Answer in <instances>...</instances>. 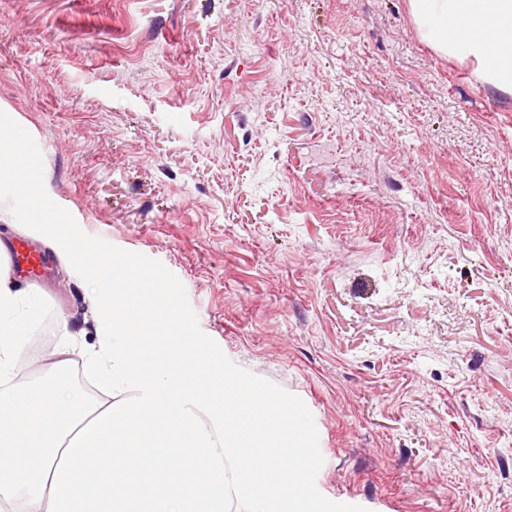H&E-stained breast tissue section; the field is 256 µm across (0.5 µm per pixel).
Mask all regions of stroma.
I'll return each instance as SVG.
<instances>
[{
	"label": "stroma",
	"mask_w": 512,
	"mask_h": 512,
	"mask_svg": "<svg viewBox=\"0 0 512 512\" xmlns=\"http://www.w3.org/2000/svg\"><path fill=\"white\" fill-rule=\"evenodd\" d=\"M475 69L408 0H0L48 194L301 398L318 490L367 512H512V92ZM44 255L27 383L96 341Z\"/></svg>",
	"instance_id": "1"
}]
</instances>
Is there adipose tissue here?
<instances>
[{
  "label": "adipose tissue",
  "mask_w": 512,
  "mask_h": 512,
  "mask_svg": "<svg viewBox=\"0 0 512 512\" xmlns=\"http://www.w3.org/2000/svg\"><path fill=\"white\" fill-rule=\"evenodd\" d=\"M422 38L444 55L473 59L478 76L512 90V0H409ZM477 36L449 40L459 21ZM0 240V501L21 512H306L302 484L290 482L300 432L273 393L266 411L262 482L244 475L245 413L220 410L210 357L188 337L161 342L142 315L138 289L104 281V259L65 250L85 286L97 338L54 347L53 378L11 384L21 362L18 337L35 332L28 291L16 287Z\"/></svg>",
  "instance_id": "adipose-tissue-1"
}]
</instances>
